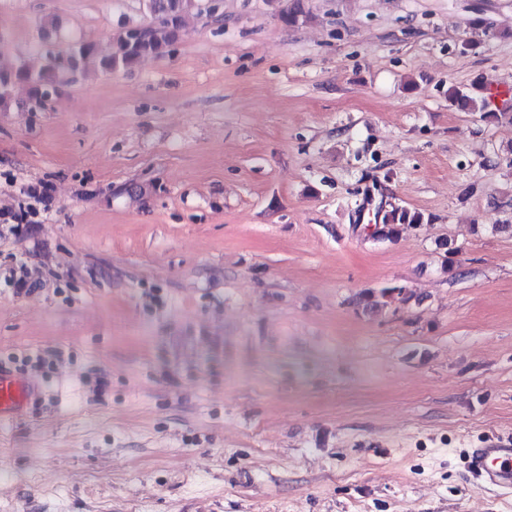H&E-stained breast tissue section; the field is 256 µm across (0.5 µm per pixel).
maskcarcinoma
<instances>
[{
  "label": "carcinoma",
  "instance_id": "obj_1",
  "mask_svg": "<svg viewBox=\"0 0 512 512\" xmlns=\"http://www.w3.org/2000/svg\"><path fill=\"white\" fill-rule=\"evenodd\" d=\"M154 22L148 26L129 27L116 37V48L101 59L106 71L130 68L146 56L163 57L177 39L178 30L189 0H145ZM96 48L91 42L75 44L66 55L50 57V64L34 71L26 64L19 63L5 68L0 67V101L9 95L17 83L31 87L32 107L42 109L59 94L64 85L62 75L74 72L89 57L95 55ZM448 102L463 111L480 112L486 118H495L497 113L489 110V103L481 95H469L457 88L448 90ZM431 219L423 213L399 205H380L375 211L374 235L381 240L395 239L401 228L411 224H428Z\"/></svg>",
  "mask_w": 512,
  "mask_h": 512
}]
</instances>
